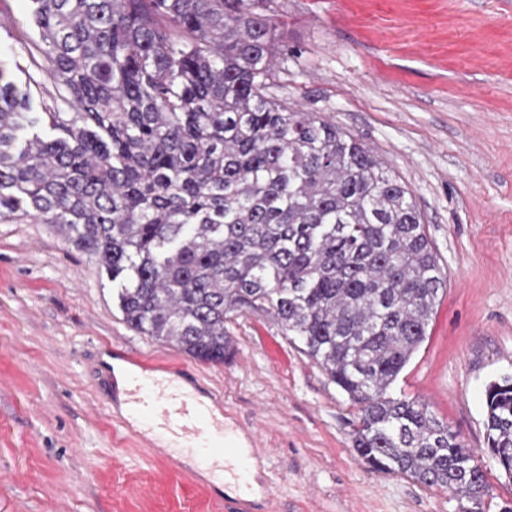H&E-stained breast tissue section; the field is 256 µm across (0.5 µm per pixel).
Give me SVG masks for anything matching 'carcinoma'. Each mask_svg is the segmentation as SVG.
<instances>
[{"mask_svg": "<svg viewBox=\"0 0 512 512\" xmlns=\"http://www.w3.org/2000/svg\"><path fill=\"white\" fill-rule=\"evenodd\" d=\"M32 3V59L59 96L30 111L0 62V223L53 225L119 283L130 328L195 360L224 362L233 316L271 315L358 407L372 470L480 512L472 450L388 394L447 274L399 176L273 94L274 0ZM485 397L487 448L512 479V375Z\"/></svg>", "mask_w": 512, "mask_h": 512, "instance_id": "1", "label": "carcinoma"}]
</instances>
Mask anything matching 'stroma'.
<instances>
[{"label":"stroma","mask_w":512,"mask_h":512,"mask_svg":"<svg viewBox=\"0 0 512 512\" xmlns=\"http://www.w3.org/2000/svg\"><path fill=\"white\" fill-rule=\"evenodd\" d=\"M30 0H0V60L32 65ZM288 43L277 95L332 118L408 186L447 286L393 385L477 452L483 512H512V478L486 453L485 387L512 373V0H276ZM211 364L129 328L117 286L48 224H0V512H236L237 496L174 466L144 429L119 434L104 382L112 347L224 403L257 459L263 512H457L445 490L373 472L358 409L270 315L226 325Z\"/></svg>","instance_id":"1"}]
</instances>
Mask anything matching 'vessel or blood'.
<instances>
[{"instance_id": "b4317fda", "label": "vessel or blood", "mask_w": 512, "mask_h": 512, "mask_svg": "<svg viewBox=\"0 0 512 512\" xmlns=\"http://www.w3.org/2000/svg\"><path fill=\"white\" fill-rule=\"evenodd\" d=\"M127 402L136 418L154 425L166 436L186 439L206 460L220 464L239 479H246L251 459L231 448L223 421L201 403L171 383L158 379L154 370L141 368L129 382Z\"/></svg>"}]
</instances>
